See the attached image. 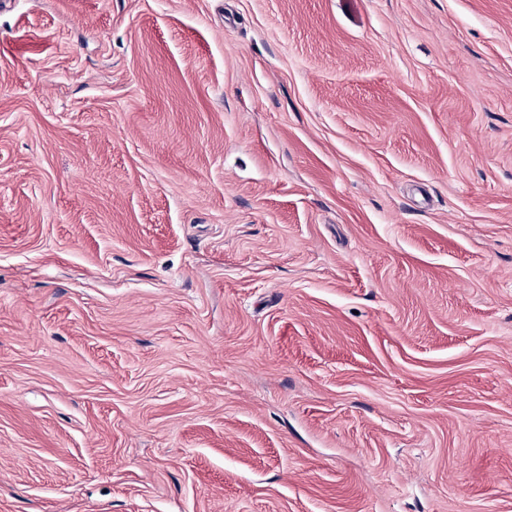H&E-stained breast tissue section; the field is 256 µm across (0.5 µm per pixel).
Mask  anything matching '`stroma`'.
<instances>
[{
  "label": "stroma",
  "mask_w": 512,
  "mask_h": 512,
  "mask_svg": "<svg viewBox=\"0 0 512 512\" xmlns=\"http://www.w3.org/2000/svg\"><path fill=\"white\" fill-rule=\"evenodd\" d=\"M0 512H512V0L0 4Z\"/></svg>",
  "instance_id": "obj_1"
}]
</instances>
